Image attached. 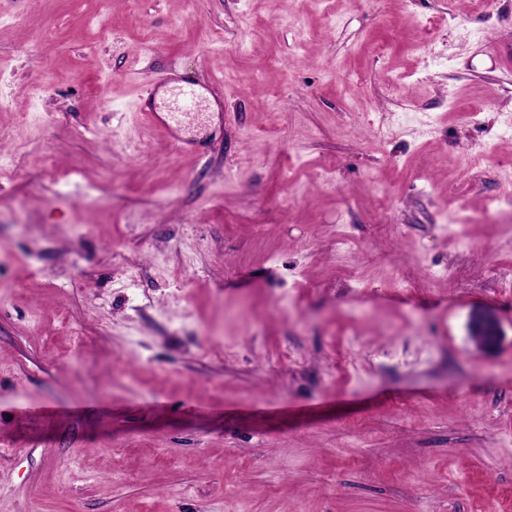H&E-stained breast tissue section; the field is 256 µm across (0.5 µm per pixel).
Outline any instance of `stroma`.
Here are the masks:
<instances>
[{
	"label": "stroma",
	"mask_w": 512,
	"mask_h": 512,
	"mask_svg": "<svg viewBox=\"0 0 512 512\" xmlns=\"http://www.w3.org/2000/svg\"><path fill=\"white\" fill-rule=\"evenodd\" d=\"M493 44L512 0H0V512H512ZM174 80L202 155L134 110ZM468 333L479 351L491 354L500 347L504 331L499 318L490 310H474L468 319Z\"/></svg>",
	"instance_id": "1"
}]
</instances>
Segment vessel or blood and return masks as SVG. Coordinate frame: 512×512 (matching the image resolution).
Returning <instances> with one entry per match:
<instances>
[{
    "instance_id": "b4317fda",
    "label": "vessel or blood",
    "mask_w": 512,
    "mask_h": 512,
    "mask_svg": "<svg viewBox=\"0 0 512 512\" xmlns=\"http://www.w3.org/2000/svg\"><path fill=\"white\" fill-rule=\"evenodd\" d=\"M202 89V84L190 82L174 86L169 96L162 101L160 110L154 111L143 106L139 112L145 122L165 130L177 150H191L194 144L184 137L183 132L186 127L202 122L205 118L199 110L203 100Z\"/></svg>"
}]
</instances>
